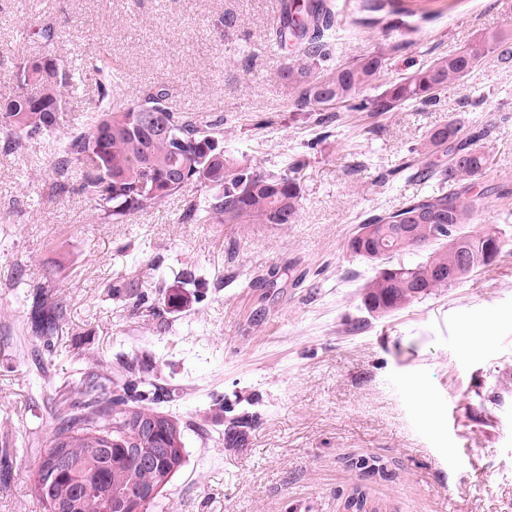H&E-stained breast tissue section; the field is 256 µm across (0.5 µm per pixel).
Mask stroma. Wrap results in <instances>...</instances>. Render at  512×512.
Segmentation results:
<instances>
[{
    "instance_id": "stroma-1",
    "label": "stroma",
    "mask_w": 512,
    "mask_h": 512,
    "mask_svg": "<svg viewBox=\"0 0 512 512\" xmlns=\"http://www.w3.org/2000/svg\"><path fill=\"white\" fill-rule=\"evenodd\" d=\"M334 2L331 62L382 56L372 97L512 26V0ZM278 5L0 0V96L20 59L103 56L113 104L165 85L246 163H306L294 224L191 223L196 187L112 223L58 190L41 145L0 147V512H42L32 474L68 383L134 355L185 425L187 461L157 512H343L356 490L378 512H512V201L488 197L473 222L504 239L494 263L391 316L366 310L374 266L346 250L361 217L424 191L382 176L448 120L487 126L498 166L484 185L512 179V57H487L428 104L318 116L278 76L291 58L270 37ZM34 16L53 44L30 34ZM119 279L130 295H112ZM35 288L65 310L48 342L27 331ZM241 417V440L225 442Z\"/></svg>"
}]
</instances>
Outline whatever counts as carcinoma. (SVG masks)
I'll return each instance as SVG.
<instances>
[{"label": "carcinoma", "mask_w": 512, "mask_h": 512, "mask_svg": "<svg viewBox=\"0 0 512 512\" xmlns=\"http://www.w3.org/2000/svg\"><path fill=\"white\" fill-rule=\"evenodd\" d=\"M336 17L333 0H285L282 17L272 32L281 46H297V54L279 73L293 91V104L307 112L344 104L353 111L387 112L407 102L427 104L448 84L464 77L491 54L512 48V32L496 31L474 38L455 53L440 58L377 98L363 95L382 68V57L367 55L349 66L329 67L326 32ZM101 78L94 111L84 127L71 132L54 154V167L64 174L76 166L79 178L72 190L82 195L103 218L118 222L126 215L153 208L189 185L207 189L205 205L191 209L186 219L196 224L218 220L224 224H295L299 219L305 164L297 161L275 173L243 163L224 147V134L188 112L170 106V89L161 85L112 105V67L105 59L93 65ZM17 90L0 99V139L10 147L21 141L53 148V139L66 123L65 99L82 83L74 66L51 56L18 63ZM457 121L430 130L422 145L440 153L444 163L410 158L404 164L409 177L435 182V189L406 199L397 209L363 219L346 243V250L378 263L365 283L363 304L379 317L400 312L415 301L453 283L436 277L442 268L455 272L457 281L490 265L483 257L485 243H505L495 229H473L474 216L489 194L512 197V186L482 185L484 175L497 164L475 131L458 137ZM411 231L404 233V225ZM452 224L463 235L460 248L438 238V225ZM431 247L425 260L392 263L422 247ZM474 257L471 268L461 265L460 253ZM64 312L47 304L39 291L32 299L33 335L49 341ZM141 365L126 359L115 371H87L73 387L72 404L46 440L44 450L64 448L57 475L46 480L35 467L31 495L43 512L62 504L70 512H102L105 499L118 501L144 485L161 490L150 504L156 508L185 465L183 426L169 416L154 439L138 442L131 453L125 419L150 418L159 397L140 389Z\"/></svg>", "instance_id": "1"}]
</instances>
